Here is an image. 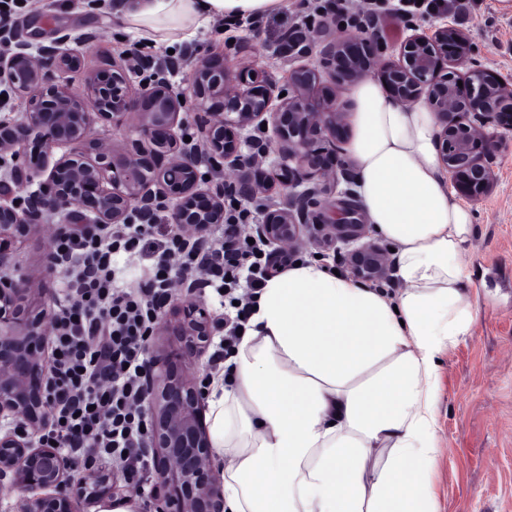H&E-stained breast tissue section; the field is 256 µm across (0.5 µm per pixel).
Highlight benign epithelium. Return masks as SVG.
Segmentation results:
<instances>
[{
  "label": "benign epithelium",
  "instance_id": "benign-epithelium-1",
  "mask_svg": "<svg viewBox=\"0 0 512 512\" xmlns=\"http://www.w3.org/2000/svg\"><path fill=\"white\" fill-rule=\"evenodd\" d=\"M88 41L65 29L38 46L0 34V108L14 96L25 102L18 117L0 121V187L27 191L21 207L0 194V418L10 421L0 428V489L16 493L14 512H81L83 503L113 500L121 479L37 442L48 426V316L43 289L15 278L12 259L50 217H62L63 230L73 215L82 224H153L164 211L175 230L202 246L224 223L230 192L263 201L255 230L275 254L314 245L339 256L355 279L378 281L390 273L386 248L363 241L367 225L352 206L345 223H329L320 199L349 179L336 155L347 113L332 86L373 73L400 101L427 100L451 186L469 199L492 188V159L512 134V84L493 70L460 71L468 38L447 24L408 35L397 60L376 72L378 47L366 30L318 45L288 32L272 53L297 62L317 52L323 71L290 68L286 94L262 68L233 70L212 59L192 64L184 88L167 78L177 64L141 56L88 71L77 87L60 80V72L81 69L73 46ZM187 96L199 132L189 142ZM98 122L128 130L126 144L117 149L94 137ZM314 212L318 224L309 223ZM179 290L176 317H161L154 331L179 337V346L156 348L144 400L154 512H224L204 394L186 365L221 321L195 297L194 282L183 280Z\"/></svg>",
  "mask_w": 512,
  "mask_h": 512
}]
</instances>
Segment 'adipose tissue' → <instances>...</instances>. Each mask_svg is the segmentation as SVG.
I'll return each instance as SVG.
<instances>
[{
	"instance_id": "1",
	"label": "adipose tissue",
	"mask_w": 512,
	"mask_h": 512,
	"mask_svg": "<svg viewBox=\"0 0 512 512\" xmlns=\"http://www.w3.org/2000/svg\"><path fill=\"white\" fill-rule=\"evenodd\" d=\"M282 2L116 0L114 11L173 44ZM349 96L356 204L395 244L400 288L314 260L266 281L207 395L225 512H439V363L475 320L474 215L450 189L428 103L403 104L369 76Z\"/></svg>"
}]
</instances>
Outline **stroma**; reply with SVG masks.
I'll return each mask as SVG.
<instances>
[{"mask_svg":"<svg viewBox=\"0 0 512 512\" xmlns=\"http://www.w3.org/2000/svg\"><path fill=\"white\" fill-rule=\"evenodd\" d=\"M113 0H22L13 12V32L33 44L49 43L59 28L85 34L81 71L69 73L81 83L85 71L101 64L102 54L122 55L133 42L155 58L182 55L192 48L196 58L215 55L240 66L259 65L286 83V59L268 52L290 24L309 23L315 41L341 36L335 24H323L316 7L327 0H288L267 17L245 20L234 29L217 19L200 28L191 46L140 40L112 10ZM464 19L454 12L416 15L390 21L380 17L370 28L381 45V63L395 61V47L412 32L426 33L448 24L463 31L470 44L469 64L489 68L512 82V10L500 0H465ZM496 185L471 201L475 235L466 259L475 275L472 285L477 312L469 336L441 364L439 446L441 456L432 477L440 512H512V137L493 160ZM48 238L35 234L17 249L16 275L43 279L47 304H54L63 276L44 278Z\"/></svg>","mask_w":512,"mask_h":512,"instance_id":"35a3bbf8","label":"stroma"}]
</instances>
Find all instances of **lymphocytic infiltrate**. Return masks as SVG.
Segmentation results:
<instances>
[{
  "label": "lymphocytic infiltrate",
  "instance_id": "lymphocytic-infiltrate-1",
  "mask_svg": "<svg viewBox=\"0 0 512 512\" xmlns=\"http://www.w3.org/2000/svg\"><path fill=\"white\" fill-rule=\"evenodd\" d=\"M254 221L249 209H228L203 254L153 224L101 229L74 222L54 237L65 281L50 317L52 406L43 443H56L75 461L90 455L122 469L140 495L150 494L153 469L142 447L147 343L177 279L194 276L220 295L224 332L210 360L223 370L253 297L277 271L269 245L249 237Z\"/></svg>",
  "mask_w": 512,
  "mask_h": 512
}]
</instances>
